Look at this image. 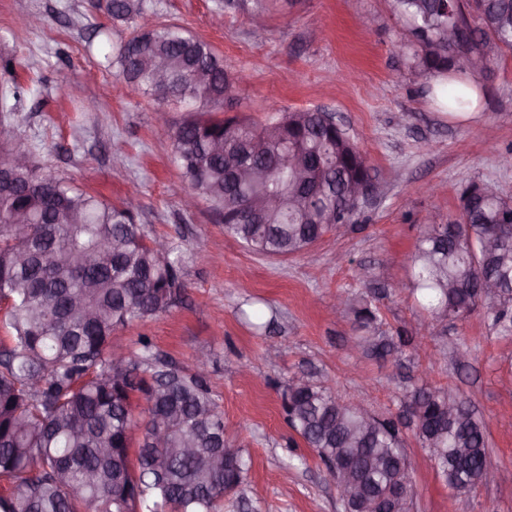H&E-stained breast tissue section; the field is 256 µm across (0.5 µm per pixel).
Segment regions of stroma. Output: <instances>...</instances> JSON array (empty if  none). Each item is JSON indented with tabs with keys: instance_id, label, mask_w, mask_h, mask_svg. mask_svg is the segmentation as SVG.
Listing matches in <instances>:
<instances>
[{
	"instance_id": "stroma-1",
	"label": "stroma",
	"mask_w": 512,
	"mask_h": 512,
	"mask_svg": "<svg viewBox=\"0 0 512 512\" xmlns=\"http://www.w3.org/2000/svg\"><path fill=\"white\" fill-rule=\"evenodd\" d=\"M252 6L145 0V16L183 25L210 42L228 70L246 74L224 113L262 121L277 109L325 107L369 158L378 199L354 227L285 258L257 256L225 235L206 203L185 209L171 131L182 110H171L163 128L151 101L105 93L117 71L112 46L132 24H113L93 0H0V121L27 140L44 174L115 203L137 196L138 224L181 257L179 303L118 329L113 348L137 352L145 339L172 367L205 375L229 441L248 464L224 512H342L284 411L299 375L344 400L366 392L372 412L401 419L413 512H512V387L504 383L512 339L490 329L481 307L455 321L422 315L407 287L421 225L454 219L471 183H494L512 201V167L500 162L512 149V50L467 77L477 97L456 110L412 74L389 0H277L261 39L249 24ZM28 14L43 25H20ZM117 142L121 168L112 159ZM362 293L378 310L379 335L396 341L388 357L351 350L356 330L342 300ZM433 387L463 395L483 417L495 483L458 494L439 477L404 420L414 391Z\"/></svg>"
}]
</instances>
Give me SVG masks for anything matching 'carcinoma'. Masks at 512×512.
Segmentation results:
<instances>
[{"label":"carcinoma","instance_id":"1","mask_svg":"<svg viewBox=\"0 0 512 512\" xmlns=\"http://www.w3.org/2000/svg\"><path fill=\"white\" fill-rule=\"evenodd\" d=\"M406 18L411 68L424 79L466 75L459 57L512 50V0H390ZM114 21L143 14V0H106ZM459 39H448V26ZM161 63L176 93L157 96ZM118 80L157 104L187 112L173 132L191 193L224 217V232L253 253L285 257L354 222L351 184L364 155L334 131L324 109L285 111L256 122L217 109L242 77L204 39L175 24L145 27L116 47ZM31 147L0 130V166H11L14 192H0V322L10 345L0 351V512H219L224 488L245 481L246 462L230 446L224 417L200 373H175L152 388L162 366L142 353L109 350L113 332L175 306L183 284L180 258L168 242L145 234L128 210L90 195L36 163L14 166ZM278 192L269 209L264 199ZM512 204L471 184L461 215L424 224L410 256L414 287L434 317L461 319L483 303L492 329L512 337ZM492 275L496 290L478 291ZM375 356L393 343L376 335L368 296L349 304ZM145 407L136 411L133 396ZM290 426L322 465L357 469L359 512L402 477L399 429L391 417L368 426L311 378L289 385ZM409 410L423 446L448 486L468 493L492 465L486 424L471 402L442 388L411 396ZM162 436L163 444L154 443Z\"/></svg>","mask_w":512,"mask_h":512}]
</instances>
